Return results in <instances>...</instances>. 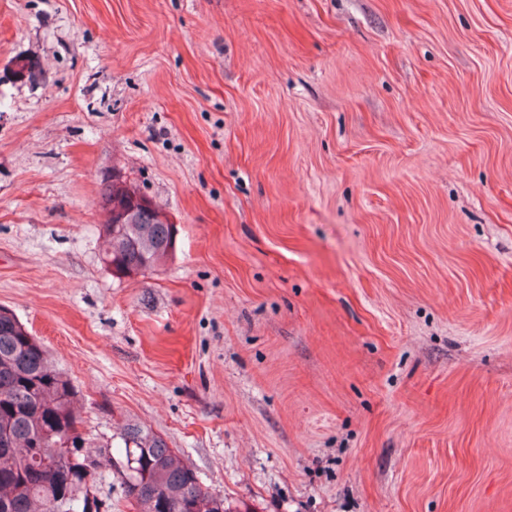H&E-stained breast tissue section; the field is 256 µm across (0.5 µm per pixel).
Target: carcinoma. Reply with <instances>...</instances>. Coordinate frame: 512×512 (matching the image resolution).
<instances>
[{
	"instance_id": "cac0c4a2",
	"label": "carcinoma",
	"mask_w": 512,
	"mask_h": 512,
	"mask_svg": "<svg viewBox=\"0 0 512 512\" xmlns=\"http://www.w3.org/2000/svg\"><path fill=\"white\" fill-rule=\"evenodd\" d=\"M102 199L131 210V223L102 225L112 247L105 265L132 276L155 270L170 256L171 225L141 205L135 189L106 181ZM77 396L43 344L14 313L0 312V512H71L69 503L88 497L94 473L84 470L76 446L82 439ZM118 439L123 490L136 512H184L195 471L139 422L126 423ZM192 512L230 510L223 497L200 489Z\"/></svg>"
}]
</instances>
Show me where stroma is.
Listing matches in <instances>:
<instances>
[{"mask_svg": "<svg viewBox=\"0 0 512 512\" xmlns=\"http://www.w3.org/2000/svg\"><path fill=\"white\" fill-rule=\"evenodd\" d=\"M0 306L238 512H512V0H0ZM112 177V182H104L102 201L112 198L113 202L119 199L121 204L131 210L130 219L133 223L122 224L125 216L121 209L112 207V202L106 203L109 219L108 224H102L101 230L108 238L112 250L105 253L104 264L107 268L112 265L111 270L113 267L125 276L153 271L173 253L170 254L168 249L173 244L171 224H176L166 213L162 214L167 224L164 223L157 210L151 208L154 203L148 196L140 195L141 205L136 199L138 192L135 189L126 182H116L122 181L119 175L114 174Z\"/></svg>", "mask_w": 512, "mask_h": 512, "instance_id": "obj_1", "label": "stroma"}]
</instances>
